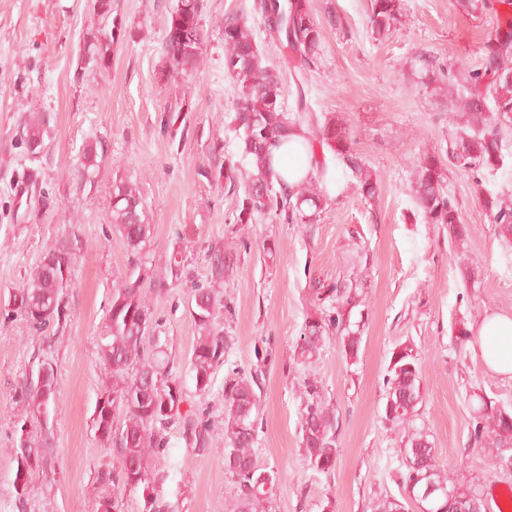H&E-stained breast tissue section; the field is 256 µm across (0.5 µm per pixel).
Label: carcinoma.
Wrapping results in <instances>:
<instances>
[{"mask_svg": "<svg viewBox=\"0 0 512 512\" xmlns=\"http://www.w3.org/2000/svg\"><path fill=\"white\" fill-rule=\"evenodd\" d=\"M181 14L179 5L170 10L162 49L170 62L166 78L177 80L198 73L204 63L203 8L190 5ZM465 11L481 10L494 14L496 28L484 43L481 66L469 69L459 66L444 68L431 60L420 59L419 84L432 95H439L443 84L460 85L466 92L460 100L445 99L448 111L455 104L468 112L463 127L453 128L448 136V150L442 156L427 153L419 160L414 181V203L428 224L448 225L453 241L468 236L458 204L448 194L444 180L446 164L473 170L481 177L494 178L506 171L509 155L503 152V133L512 131V0H457ZM254 14L260 17L265 36L287 48L289 61L296 63L304 75L316 67L322 52L321 25L310 9L309 0H255ZM400 17L399 0H371L369 31L373 40L381 42L395 28ZM224 37V74L237 88L234 115L231 120L240 160L224 158L216 167L203 172L209 180H224L228 190L237 191L238 183L245 181L243 196L238 198L234 218L236 224H250L257 214H271L288 224L306 219L312 223L328 203L324 188L328 172L326 161H317L314 182L322 188L299 186L289 192L275 180L270 166L271 149L280 144V138L293 129L313 125L314 110L308 104L303 84H298L295 109L284 106L283 87L277 69L263 63L255 33L244 13L229 14L222 22ZM125 28L114 35L106 27L84 38L80 49L82 61L98 69L108 68L110 47L123 40ZM50 115L29 112L19 123L21 143L25 148L36 145L44 149ZM320 148L330 151L357 179L364 197L372 198L378 181L372 178L361 160L353 153L344 128L332 120L318 126L314 138ZM104 150L99 140L87 143L82 149L80 180L92 184L102 163ZM251 171L244 173V163ZM477 200L491 222L499 226L505 252L512 251V203L492 191H480ZM110 219L114 231L130 253L131 269L128 278L112 289L109 325L99 339L100 358L109 370L105 393L108 405L96 403L93 422L100 439L115 449L119 467L101 472L100 479L113 486L112 493L97 503V512H122V494L139 493L143 500L142 512H162L166 504L151 481L153 460L166 448L163 431L172 422L182 421L186 439L199 450L208 448L210 424L201 418L184 416L181 405L185 401L182 382L171 373L170 360L162 345L147 356L143 341L148 334L151 319L149 302L140 288L148 277L146 247L151 242L152 227L139 183L131 177H119L112 185ZM61 240L46 246L44 253L59 252L57 263L36 265L28 279L10 296L11 311L20 314L27 323L38 329H47L66 317L64 289L69 286L75 261L72 250L58 248ZM214 285L197 286L192 290L189 313L197 326L199 336L188 363L195 390L201 394L211 386L216 366L224 362V330L219 313L224 307L218 287L231 268V261L221 249L209 255ZM333 294L336 306L318 320L305 321L294 354L298 361L308 363L317 355L328 333L334 331L342 338L345 356L358 358L362 336L351 329L346 308L357 305L358 293L351 286L339 285L324 294ZM153 377L154 385L143 388V376ZM422 374L417 354L412 345L402 343L390 352L383 418L403 431L401 464L405 468L402 485L404 500L428 505L433 512H448V493L476 492L472 486L448 483L435 461V447L430 434L415 425L417 406L422 400ZM56 383L53 369L44 377L32 373L24 382L19 403L24 411L21 435L12 448L17 462L15 482H27V476L43 462L49 447L48 418L50 408L56 405ZM469 402L472 411L470 439L480 445L485 438L501 449V454L512 453V412L488 396L473 395ZM306 406L301 416V447L309 467L316 473L331 477L336 468L339 450L336 446L337 418L333 409L325 405L316 386H305ZM119 414V426L108 420L107 407ZM258 400L252 382L243 377L224 388V471L232 484V512H273L274 485L277 474L257 466L253 446L257 439ZM38 424V430L27 429V424ZM433 493L428 499L423 494L428 488ZM372 512H406L403 500L385 497L372 505Z\"/></svg>", "mask_w": 512, "mask_h": 512, "instance_id": "cac0c4a2", "label": "carcinoma"}]
</instances>
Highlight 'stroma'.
<instances>
[{
    "label": "stroma",
    "instance_id": "35a3bbf8",
    "mask_svg": "<svg viewBox=\"0 0 512 512\" xmlns=\"http://www.w3.org/2000/svg\"><path fill=\"white\" fill-rule=\"evenodd\" d=\"M176 0H112V17L127 29L110 50L109 67L82 62L84 36L101 28L92 0H0V512H96L109 488L100 480L116 462L93 413L104 391L98 353L107 331L112 286L130 255L110 223L116 177L137 180L153 226L143 282L151 317L166 341L172 371L187 399L184 410L212 422L209 446L194 449L181 426L167 429V448L152 470L168 512H230L224 475V387L251 377L259 397L254 457L276 472L275 512H371L374 500L401 496L402 435L381 416L384 378L395 344H411L422 371L418 422L429 432L436 461L449 480L472 485L488 512L512 489V473L495 461L492 444L470 440L468 398L483 393L512 409V379L491 373L459 329L486 313L512 314V263L498 227L476 196L479 177L455 166L445 183L470 233L452 243L444 224L425 223L411 186L423 153H445L463 110L448 112L417 83L421 59L479 67L480 47L496 26L491 13H466L455 0H400L402 19L389 37L372 40L370 0H309L322 24V56L309 72V99L318 119L345 128L354 153L378 179L374 198L334 163L336 194L312 223L256 216L244 231L233 222L236 195L201 177L216 147L236 152L230 127L236 87L224 74V15L254 0H203L207 65L183 83L165 81L162 40ZM52 116L42 157L31 159L16 131L26 112ZM107 150L92 185L76 169L86 141ZM69 237L77 255L61 325L35 330L10 316V292L45 247ZM275 246L267 256L266 246ZM185 270L165 271L173 249ZM233 261L225 276L226 347L211 387L200 394L188 372L198 330L189 313L192 284L211 280L210 249ZM356 286L352 321L362 330L357 359H346L331 333L312 363L294 355L307 318L329 312L318 289ZM54 369L57 401L50 446L25 496L14 487L11 449L20 435L21 387L39 364ZM316 381L338 420L333 475L316 474L300 439L304 379Z\"/></svg>",
    "mask_w": 512,
    "mask_h": 512
}]
</instances>
